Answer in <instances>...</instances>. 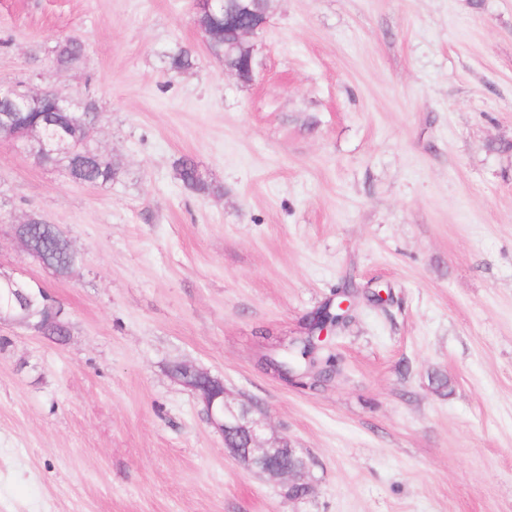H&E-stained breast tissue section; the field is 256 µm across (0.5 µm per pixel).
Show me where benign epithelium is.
Returning <instances> with one entry per match:
<instances>
[{"mask_svg":"<svg viewBox=\"0 0 512 512\" xmlns=\"http://www.w3.org/2000/svg\"><path fill=\"white\" fill-rule=\"evenodd\" d=\"M252 0H193L194 20L199 22L203 16H212L215 11H224V27L233 28L237 42L246 44L248 55L242 64L231 68L238 80L244 84L254 78V60L257 51L256 39L264 32L269 16L265 11H255L245 26L234 24L237 12L250 9ZM5 100L10 104V118L0 120V127L6 130L4 139L18 142L23 138L37 137L41 154L50 158L59 153L56 145L41 131L27 127L19 122V114L30 108L35 100H50L57 112H72L74 108L59 92L53 89H34L25 81L18 82L5 91ZM95 124L85 127L81 141L68 146L73 156H79L91 149L92 133ZM219 392L200 389L187 379L183 384L193 390L204 404L206 415L211 424L224 436V448L240 464L249 470L273 478L287 479L285 496L291 501L302 500L314 491L309 478L310 464L307 458L299 454L290 442L283 437L266 435L267 426L258 417L260 409L238 401L226 388L222 380L214 379Z\"/></svg>","mask_w":512,"mask_h":512,"instance_id":"7a95c632","label":"benign epithelium"}]
</instances>
